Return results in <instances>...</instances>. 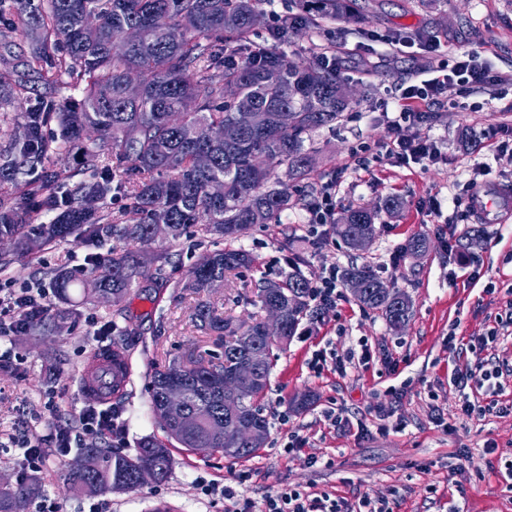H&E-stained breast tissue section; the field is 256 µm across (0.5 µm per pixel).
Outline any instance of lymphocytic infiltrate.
Segmentation results:
<instances>
[{
    "mask_svg": "<svg viewBox=\"0 0 512 512\" xmlns=\"http://www.w3.org/2000/svg\"><path fill=\"white\" fill-rule=\"evenodd\" d=\"M487 64L481 63L475 50L457 53L448 72L425 79L421 84L402 87L394 117L387 122V135L381 146L397 163L437 164L443 155L437 141L427 136L405 134L403 124L421 119L423 105L450 100L451 93L460 87L480 88L500 83ZM339 191L336 183L324 184L318 195L304 207L305 222L317 247L329 246L325 231L333 223ZM48 308V292L39 284L22 288L15 287L8 278H0V359L5 358V349L13 336L28 328L32 318L43 315ZM512 378V363L489 357L473 365L456 369L453 384L460 394V408L465 415L480 411L479 398L491 396L490 406L500 414H512V400L503 399L505 379ZM127 432L122 413L117 407L101 409L83 407L75 424L52 421L46 434L28 433L12 438L11 443L19 448L17 457L21 476L46 470L50 458L67 457L78 444L81 434L97 433L112 444H123ZM208 493H221L224 512H386L385 506L372 505L363 500L360 506L343 508L329 496L284 488L266 498L263 506H256L250 498L239 494L232 486L208 485Z\"/></svg>",
    "mask_w": 512,
    "mask_h": 512,
    "instance_id": "lymphocytic-infiltrate-1",
    "label": "lymphocytic infiltrate"
}]
</instances>
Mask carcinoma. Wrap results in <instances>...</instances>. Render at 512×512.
Listing matches in <instances>:
<instances>
[{"label":"carcinoma","instance_id":"carcinoma-1","mask_svg":"<svg viewBox=\"0 0 512 512\" xmlns=\"http://www.w3.org/2000/svg\"><path fill=\"white\" fill-rule=\"evenodd\" d=\"M262 0H10L0 3V25L20 28L26 42L0 43V86L10 89L18 117L28 130L25 140L13 139L0 149V240L14 242L16 253L34 254L30 242L55 247L80 239L97 243L106 238L131 240L142 246L153 241L150 228L168 224L172 240L187 228L200 225L214 243L224 247L206 252L183 281L171 282L152 274L140 254L112 247L105 255L91 254L87 277L100 291L120 304L140 284L160 294L167 288L208 291L210 281L228 271L249 268L250 252L240 239L256 225L277 224L291 199L270 184L284 166L304 174L313 165L314 151L305 147L311 133L332 127L347 110L359 105L344 94V81L318 63H304L279 47L302 30L353 12L364 13L353 0H311L285 17L272 44L252 39L253 23ZM136 74L142 95L127 97L125 84ZM83 86L80 98L64 97L66 86ZM255 113L256 122L235 142L209 137L215 126L235 124L241 111ZM96 138L81 147L79 169L65 173L55 168L53 156L70 151L84 130ZM206 151L211 166L200 169L196 155ZM112 160L114 169L106 166ZM28 177L27 192L15 201L5 187ZM224 181V197L214 199L208 186ZM122 194L129 200L118 215L98 206L83 207L84 199L103 202ZM377 212L350 209L342 217L343 241L355 248L377 233ZM44 279L60 300L70 303L75 282L68 272H44ZM344 279L360 282L359 302L381 312L387 323L403 327L411 305L405 293L383 281L368 265H353ZM262 306L272 301L284 309L287 335H295L309 315V281L294 268L278 281H261ZM194 318L199 327L228 333L224 357L199 361L189 367L175 361L153 372L151 405H157L166 386L180 381L189 411L203 424L191 432L176 427L167 437L187 450L216 448L245 459L257 448L246 442L239 426L245 423L267 435V421L255 401L271 372L273 342L262 333V323L231 327L200 305ZM112 365L97 368L98 395L125 393L131 357L120 342L103 349ZM254 356L255 377L248 386L240 413L224 418V395L215 384L231 374L248 356ZM225 420L222 438L208 435L205 424ZM157 471V482L172 470L169 448L153 440L139 443L133 455L113 453L96 444L80 448L63 461L67 488L75 495L112 492L116 486L139 489L134 475L142 467ZM42 491L35 474L23 483L0 487V512H24L26 503Z\"/></svg>","mask_w":512,"mask_h":512}]
</instances>
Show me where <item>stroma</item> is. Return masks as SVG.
Here are the masks:
<instances>
[{"label": "stroma", "instance_id": "obj_1", "mask_svg": "<svg viewBox=\"0 0 512 512\" xmlns=\"http://www.w3.org/2000/svg\"><path fill=\"white\" fill-rule=\"evenodd\" d=\"M365 23L356 17L324 23L292 39L287 50L297 58H313L320 47L333 44L337 73L347 80L360 106L345 112L332 128L315 131L311 146L316 164L303 176L278 170L281 187L293 202L279 223L254 226L241 242L254 265L227 275L211 295L165 292L152 298L132 289L124 302L135 334L125 342L132 350L128 393L118 400L127 425L124 453H134L141 439L166 434L150 405V375L172 357L183 362L221 355L224 339L199 330L193 320L198 304L209 303L234 324L265 319L255 284L277 280L298 266L305 276L323 267L346 269L370 265L384 281L410 299L412 312L400 329L388 326L380 312L368 309L339 283L334 309L301 322L287 345L272 350L273 368L258 400L268 422L264 446L250 459L220 451L186 452L173 448L175 464L169 477L135 491L91 498L76 496L63 486L62 475L44 478L45 496L57 500L63 512H88L98 502L102 512H153L157 505H175L176 512H224L222 497L206 494L203 483L237 487L255 502L284 487L329 495L354 505L368 497L389 512H512V494L500 477L503 458L512 454V414L465 415L450 376L456 365L475 362L467 344L495 327L512 312V220L480 224L465 218L453 196L476 166H486L484 180L512 187V161L496 159V147L512 146V87L488 85L460 88L454 104L430 108L428 119L408 123L409 134L437 140L445 159L423 167L396 166L380 148L385 135L383 109L391 90L420 82L424 71L439 61H453L462 49H475L496 72L512 75V0H365ZM409 34L415 47L394 53L391 38ZM438 38L439 51L428 55L420 46ZM471 135L476 148L461 143ZM341 178L338 210L366 207L378 210V232L363 250L349 249L335 227H328L330 244L320 249L309 238L300 205L320 183ZM391 196L401 199L394 212L383 209ZM437 197L442 214L426 216L422 201ZM428 241L425 252H406L416 236ZM111 241L73 240L41 250L13 263L7 275L16 285L39 281L41 271L74 270L86 255L111 249ZM213 244L200 227H190L179 241L158 237L146 249L166 261L168 279H184L198 256ZM479 279H472V272ZM77 315L67 331H26L12 339L13 362L0 369V439L32 430L47 399H55V418L74 417L82 407L99 405L80 384L91 365L90 356L111 344L96 338L93 324L111 321L114 306L82 303L80 288H72ZM456 345H449V334ZM369 350L370 360L347 373L325 366L314 372L317 352L339 356ZM313 402L297 410L302 395ZM336 407L342 425L334 426L324 412ZM304 447L287 449L291 436ZM495 452H487V444ZM467 457H460V450Z\"/></svg>", "mask_w": 512, "mask_h": 512}]
</instances>
